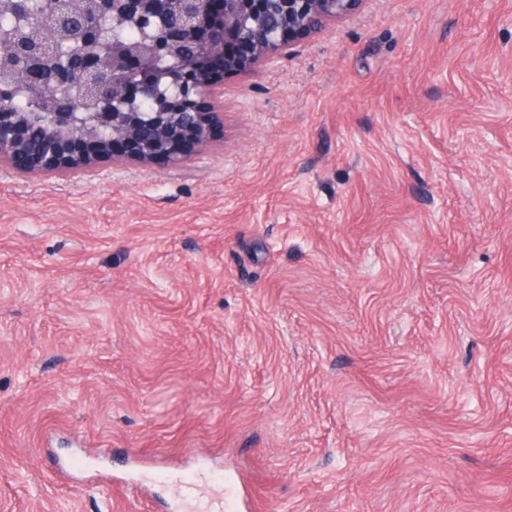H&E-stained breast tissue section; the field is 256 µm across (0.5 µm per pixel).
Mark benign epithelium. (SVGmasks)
<instances>
[{"instance_id":"7a95c632","label":"benign epithelium","mask_w":512,"mask_h":512,"mask_svg":"<svg viewBox=\"0 0 512 512\" xmlns=\"http://www.w3.org/2000/svg\"><path fill=\"white\" fill-rule=\"evenodd\" d=\"M61 0H37L34 21L58 23L56 62L17 39L20 79L30 96L61 112H20L0 89V163L21 171L77 174L109 160L148 166L183 162L187 145L206 143L218 112H183L213 94L226 73L273 62L292 46L355 13L364 0H93L100 15L155 26L152 46L127 53L113 31L91 24Z\"/></svg>"}]
</instances>
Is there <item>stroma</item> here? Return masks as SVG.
<instances>
[{"mask_svg":"<svg viewBox=\"0 0 512 512\" xmlns=\"http://www.w3.org/2000/svg\"><path fill=\"white\" fill-rule=\"evenodd\" d=\"M178 165L0 164V512H512V0H367Z\"/></svg>","mask_w":512,"mask_h":512,"instance_id":"obj_1","label":"stroma"}]
</instances>
